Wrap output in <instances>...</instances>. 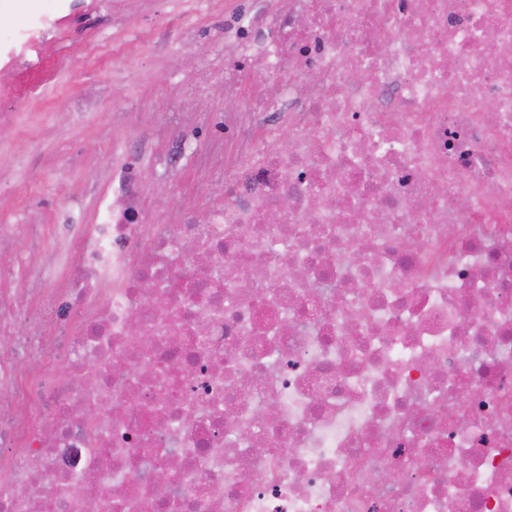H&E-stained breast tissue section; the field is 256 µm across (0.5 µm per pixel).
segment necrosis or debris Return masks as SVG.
I'll use <instances>...</instances> for the list:
<instances>
[{"instance_id":"necrosis-or-debris-1","label":"necrosis or debris","mask_w":512,"mask_h":512,"mask_svg":"<svg viewBox=\"0 0 512 512\" xmlns=\"http://www.w3.org/2000/svg\"><path fill=\"white\" fill-rule=\"evenodd\" d=\"M73 6L0 8L13 96ZM228 47L267 91L223 196L148 224L117 164L66 286L0 296V512H512V0H267Z\"/></svg>"}]
</instances>
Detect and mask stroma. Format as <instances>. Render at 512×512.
Here are the masks:
<instances>
[{
	"instance_id": "1",
	"label": "stroma",
	"mask_w": 512,
	"mask_h": 512,
	"mask_svg": "<svg viewBox=\"0 0 512 512\" xmlns=\"http://www.w3.org/2000/svg\"><path fill=\"white\" fill-rule=\"evenodd\" d=\"M237 0H211L182 23L185 0H112L109 8L75 16L65 40L52 44L68 57L57 82L35 91L33 104L0 97V225H20L0 265V290L11 294L52 286L69 244L112 179L115 162L129 161L150 190L144 219L167 223L171 212L212 198L224 183L202 160L220 157L216 130L228 109L260 84L239 72V90L224 91L213 76L207 91L183 102L176 91L206 57L222 55ZM197 43L182 50L177 38ZM180 145L182 162L163 155Z\"/></svg>"
}]
</instances>
